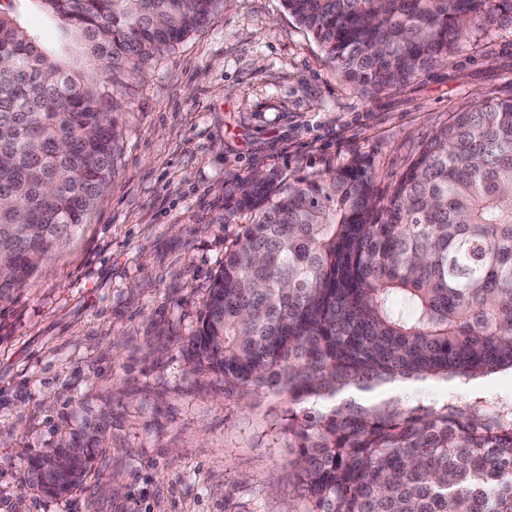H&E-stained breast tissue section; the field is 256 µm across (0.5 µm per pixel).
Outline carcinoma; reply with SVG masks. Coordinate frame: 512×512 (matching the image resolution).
<instances>
[{"instance_id":"1","label":"carcinoma","mask_w":512,"mask_h":512,"mask_svg":"<svg viewBox=\"0 0 512 512\" xmlns=\"http://www.w3.org/2000/svg\"><path fill=\"white\" fill-rule=\"evenodd\" d=\"M227 0H40L98 63L65 70L0 14V305L68 244L110 188L114 92ZM328 62L373 94L459 49L469 21L512 26V0H283ZM112 87H106V84ZM224 247L192 342L227 393L334 399L397 378L512 370V88L448 115L389 194L370 159L234 177ZM306 512H512V401L407 409L346 401L288 412ZM91 449L28 459L64 495Z\"/></svg>"}]
</instances>
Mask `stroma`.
<instances>
[{
  "mask_svg": "<svg viewBox=\"0 0 512 512\" xmlns=\"http://www.w3.org/2000/svg\"><path fill=\"white\" fill-rule=\"evenodd\" d=\"M65 69L93 80L81 41L38 0H0ZM512 85V26L471 25L447 64L367 95L330 66L282 0L223 12L118 91L112 186L71 242L0 306V512H305L288 414L268 393L224 392L194 371L191 339L224 244L233 177L313 172L353 155L387 194L451 111ZM344 399L435 408L512 399V371L397 379ZM92 447L85 481L24 488L29 457Z\"/></svg>",
  "mask_w": 512,
  "mask_h": 512,
  "instance_id": "stroma-1",
  "label": "stroma"
}]
</instances>
